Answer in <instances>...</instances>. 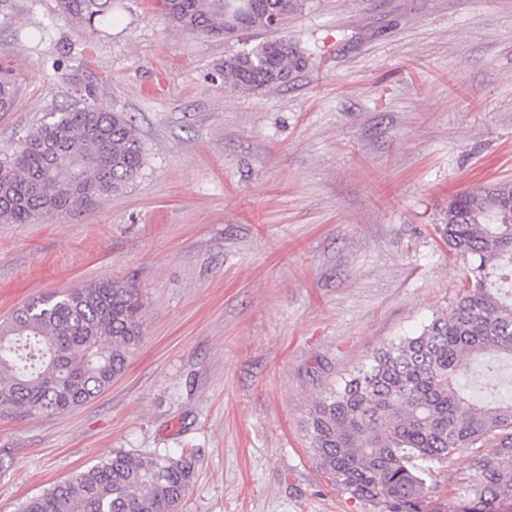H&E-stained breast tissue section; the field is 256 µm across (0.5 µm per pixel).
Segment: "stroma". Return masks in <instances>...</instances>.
Returning <instances> with one entry per match:
<instances>
[{
  "label": "stroma",
  "mask_w": 512,
  "mask_h": 512,
  "mask_svg": "<svg viewBox=\"0 0 512 512\" xmlns=\"http://www.w3.org/2000/svg\"><path fill=\"white\" fill-rule=\"evenodd\" d=\"M45 27L42 43L18 29ZM286 33L308 57L244 93L225 56L265 39L173 28L121 0L109 34L55 0L0 7V156L86 95L135 121L140 174L36 224H0V322L33 298L132 279L143 336L125 372L70 411H0V512L117 449L184 448L179 512H377L314 462L312 399L419 332L459 291L436 228L459 193L512 182V0H304ZM459 455L436 494L458 512Z\"/></svg>",
  "instance_id": "1"
}]
</instances>
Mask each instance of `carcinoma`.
I'll return each mask as SVG.
<instances>
[{
    "mask_svg": "<svg viewBox=\"0 0 512 512\" xmlns=\"http://www.w3.org/2000/svg\"><path fill=\"white\" fill-rule=\"evenodd\" d=\"M170 23L199 35L273 33L224 58V83L256 92L308 68L276 32L302 0H161ZM106 33L112 0H57ZM0 77V112L16 98ZM145 164L132 119L92 101L51 112L0 160V224H32L117 193ZM463 261L458 298L414 336L373 351L316 396L305 436L318 467L379 512H440L434 473L459 454L474 471L462 512L512 503V183L471 191L438 225ZM143 296L105 279L31 300L0 323V408L62 413L112 384L142 339ZM492 445L494 453H482ZM194 476L180 452L114 450L24 500L18 512H176Z\"/></svg>",
    "mask_w": 512,
    "mask_h": 512,
    "instance_id": "carcinoma-1",
    "label": "carcinoma"
}]
</instances>
